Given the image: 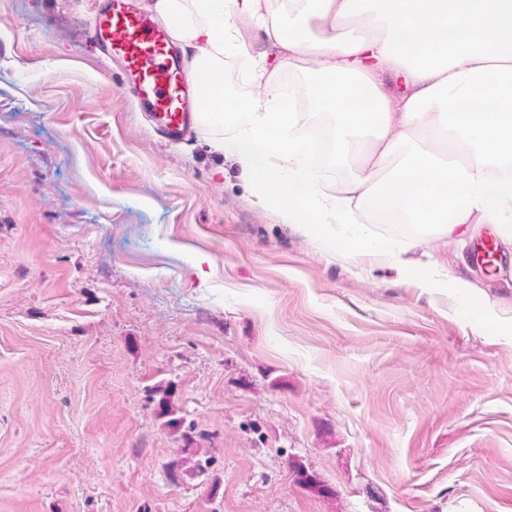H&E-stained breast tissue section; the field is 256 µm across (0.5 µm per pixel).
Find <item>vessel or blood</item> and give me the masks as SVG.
Wrapping results in <instances>:
<instances>
[{"mask_svg": "<svg viewBox=\"0 0 512 512\" xmlns=\"http://www.w3.org/2000/svg\"><path fill=\"white\" fill-rule=\"evenodd\" d=\"M90 39L123 69L132 95L165 139L195 133L202 97L165 23L148 14L139 0H99Z\"/></svg>", "mask_w": 512, "mask_h": 512, "instance_id": "b4317fda", "label": "vessel or blood"}]
</instances>
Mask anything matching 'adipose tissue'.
I'll return each instance as SVG.
<instances>
[{
  "instance_id": "1",
  "label": "adipose tissue",
  "mask_w": 512,
  "mask_h": 512,
  "mask_svg": "<svg viewBox=\"0 0 512 512\" xmlns=\"http://www.w3.org/2000/svg\"><path fill=\"white\" fill-rule=\"evenodd\" d=\"M189 49L206 119L237 117L225 144L257 201L338 252L393 253L403 276L433 269L389 251L368 219L396 210L439 240L491 225L512 245V0H154ZM263 30L276 66L245 32ZM256 92L227 96L224 58ZM305 81L288 103L280 71ZM402 83L392 95L388 77ZM310 112L329 114L335 175L313 161Z\"/></svg>"
}]
</instances>
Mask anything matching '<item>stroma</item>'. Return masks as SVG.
<instances>
[{
    "instance_id": "obj_1",
    "label": "stroma",
    "mask_w": 512,
    "mask_h": 512,
    "mask_svg": "<svg viewBox=\"0 0 512 512\" xmlns=\"http://www.w3.org/2000/svg\"><path fill=\"white\" fill-rule=\"evenodd\" d=\"M94 20L0 0V512H512V251L424 243V288L329 250L213 149L236 118L160 142ZM448 287L457 289L465 299L469 310L476 318H482L484 314V298L474 289L472 284L461 278H450ZM152 391L158 398L157 406L160 415L169 416L166 425L174 430H180L182 420L180 417H175V410L172 406L173 386L169 383L159 382L153 387Z\"/></svg>"
}]
</instances>
